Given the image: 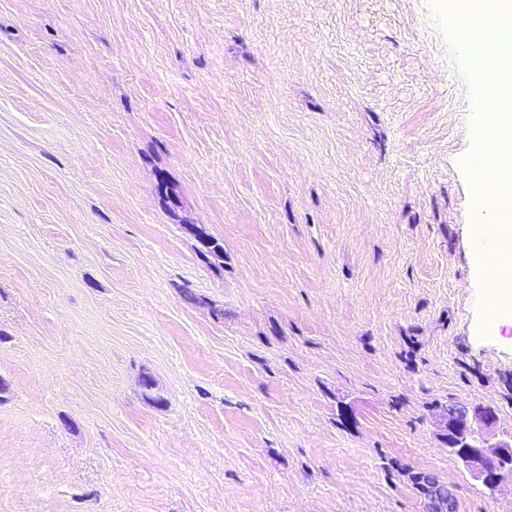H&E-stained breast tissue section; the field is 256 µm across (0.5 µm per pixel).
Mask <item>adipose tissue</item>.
I'll return each instance as SVG.
<instances>
[{
	"instance_id": "adipose-tissue-1",
	"label": "adipose tissue",
	"mask_w": 512,
	"mask_h": 512,
	"mask_svg": "<svg viewBox=\"0 0 512 512\" xmlns=\"http://www.w3.org/2000/svg\"><path fill=\"white\" fill-rule=\"evenodd\" d=\"M465 12L472 17L466 27L471 64L493 110L495 140L493 150L482 153L474 182L480 194L493 192L503 201L512 196V78L501 75L504 61L495 39L512 35V0H455L454 15Z\"/></svg>"
}]
</instances>
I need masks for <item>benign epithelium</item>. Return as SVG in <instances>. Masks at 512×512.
<instances>
[{"label":"benign epithelium","instance_id":"obj_1","mask_svg":"<svg viewBox=\"0 0 512 512\" xmlns=\"http://www.w3.org/2000/svg\"><path fill=\"white\" fill-rule=\"evenodd\" d=\"M495 421L496 411L487 405L455 406L448 411V452L488 489L496 487L503 472L512 473V441L492 445L480 429Z\"/></svg>","mask_w":512,"mask_h":512}]
</instances>
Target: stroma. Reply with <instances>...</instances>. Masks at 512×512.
Here are the masks:
<instances>
[{
    "label": "stroma",
    "instance_id": "stroma-1",
    "mask_svg": "<svg viewBox=\"0 0 512 512\" xmlns=\"http://www.w3.org/2000/svg\"><path fill=\"white\" fill-rule=\"evenodd\" d=\"M470 53L449 0H0V512H512L446 437L512 435Z\"/></svg>",
    "mask_w": 512,
    "mask_h": 512
}]
</instances>
